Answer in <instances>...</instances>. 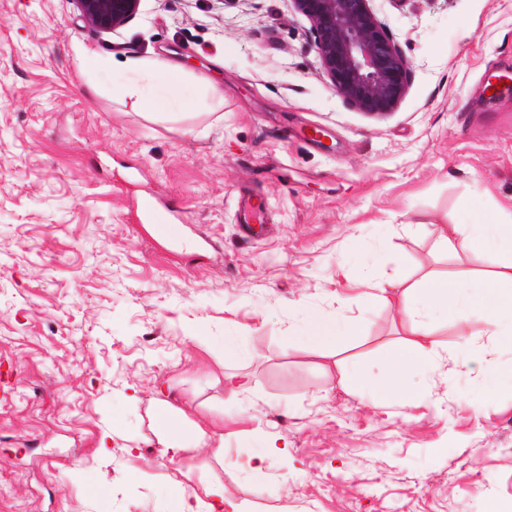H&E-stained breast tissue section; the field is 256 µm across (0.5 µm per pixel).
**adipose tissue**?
Instances as JSON below:
<instances>
[{"label": "adipose tissue", "instance_id": "ef3b65f1", "mask_svg": "<svg viewBox=\"0 0 512 512\" xmlns=\"http://www.w3.org/2000/svg\"><path fill=\"white\" fill-rule=\"evenodd\" d=\"M83 66L91 84L106 90L114 100L137 97L148 115L167 113L174 102L168 97L152 93L135 83L109 81L108 60L89 55ZM448 228L440 232L439 243L446 251L455 248L453 237L461 235L468 253L470 266L456 276L406 283L397 276H389L388 291L381 300L396 305L404 323L410 324L413 339L400 345L383 363V377L371 382L361 371H353L352 385L373 390L378 401L398 402L408 408L420 406L421 398L409 386V377L416 372L437 373L445 366L470 370L482 368L494 371L491 349H469L467 354L448 355L440 350L431 337L426 320L432 309L441 307L447 320L465 326L469 316L467 307H479L491 335L512 339V212H496L466 220L460 214L447 217ZM359 332L357 316L336 313L317 314L306 326V340L312 348L326 358L334 357L337 346ZM213 421H193L184 412L163 405L156 424V432L163 440L172 463H179L190 452L204 446H213L215 455L222 448L214 447ZM168 512H241L239 505L227 498L222 484L208 482L189 489L174 484L170 493Z\"/></svg>", "mask_w": 512, "mask_h": 512}]
</instances>
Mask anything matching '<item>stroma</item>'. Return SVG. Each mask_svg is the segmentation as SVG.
Segmentation results:
<instances>
[{
  "label": "stroma",
  "instance_id": "1",
  "mask_svg": "<svg viewBox=\"0 0 512 512\" xmlns=\"http://www.w3.org/2000/svg\"><path fill=\"white\" fill-rule=\"evenodd\" d=\"M370 6L411 67L383 117L337 95L290 0H142L112 32L74 0H0V512H162L174 483L205 481L243 512H512V345L492 375L411 377L416 408L344 380H378L406 335L352 284L445 277L467 265L437 245L447 213L512 211V98L486 93L512 73V0ZM87 52L116 82L138 59L180 64L185 112L93 91ZM147 193L177 202L175 238L212 248L167 253L136 221ZM247 198L268 236L240 238ZM340 294L363 332L331 361L302 336ZM163 401L222 417L223 457L171 463ZM274 440L287 456L252 469Z\"/></svg>",
  "mask_w": 512,
  "mask_h": 512
}]
</instances>
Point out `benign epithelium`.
<instances>
[{
    "label": "benign epithelium",
    "instance_id": "benign-epithelium-1",
    "mask_svg": "<svg viewBox=\"0 0 512 512\" xmlns=\"http://www.w3.org/2000/svg\"><path fill=\"white\" fill-rule=\"evenodd\" d=\"M311 25L322 69L343 101L372 116L393 111L408 89L409 62L369 0H291ZM87 24L113 31L141 0H75Z\"/></svg>",
    "mask_w": 512,
    "mask_h": 512
}]
</instances>
